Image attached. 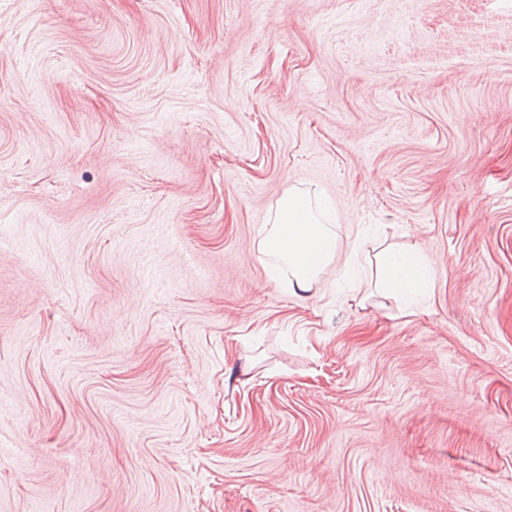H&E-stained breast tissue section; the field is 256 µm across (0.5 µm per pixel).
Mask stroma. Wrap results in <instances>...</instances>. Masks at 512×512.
Wrapping results in <instances>:
<instances>
[{"label":"stroma","instance_id":"35a3bbf8","mask_svg":"<svg viewBox=\"0 0 512 512\" xmlns=\"http://www.w3.org/2000/svg\"><path fill=\"white\" fill-rule=\"evenodd\" d=\"M0 512H512V0H0ZM337 247L335 232L322 221V210L296 191L283 195L272 228L260 240L261 250L288 266V287L297 295L320 287V275L335 259ZM376 285L387 293H407L430 281L422 263L412 253L384 248L375 254Z\"/></svg>","mask_w":512,"mask_h":512}]
</instances>
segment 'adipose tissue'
<instances>
[{"mask_svg":"<svg viewBox=\"0 0 512 512\" xmlns=\"http://www.w3.org/2000/svg\"><path fill=\"white\" fill-rule=\"evenodd\" d=\"M335 232L322 221L320 208L296 191L286 192L275 213L274 224L261 239L260 248L288 267V286L297 295L316 291L320 275L336 257ZM376 284L388 293H407L423 287L430 277L415 255L382 249L375 255Z\"/></svg>","mask_w":512,"mask_h":512,"instance_id":"obj_1","label":"adipose tissue"}]
</instances>
